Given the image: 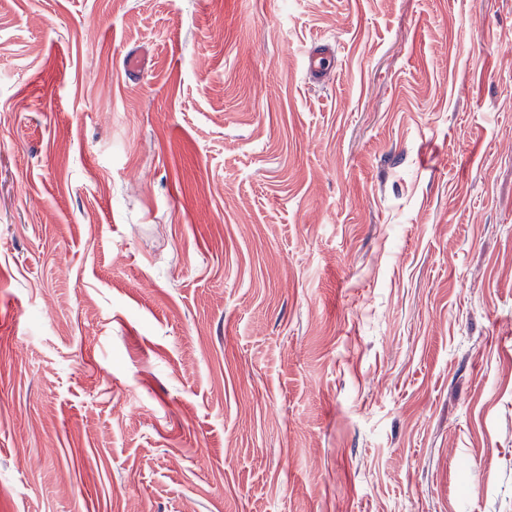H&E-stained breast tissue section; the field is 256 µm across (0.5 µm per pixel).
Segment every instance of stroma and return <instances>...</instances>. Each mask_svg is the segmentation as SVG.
I'll use <instances>...</instances> for the list:
<instances>
[{"label":"stroma","mask_w":512,"mask_h":512,"mask_svg":"<svg viewBox=\"0 0 512 512\" xmlns=\"http://www.w3.org/2000/svg\"><path fill=\"white\" fill-rule=\"evenodd\" d=\"M0 512H512V0H0ZM332 53L324 46L317 44L308 53V67L316 75L323 76L333 68Z\"/></svg>","instance_id":"stroma-1"}]
</instances>
